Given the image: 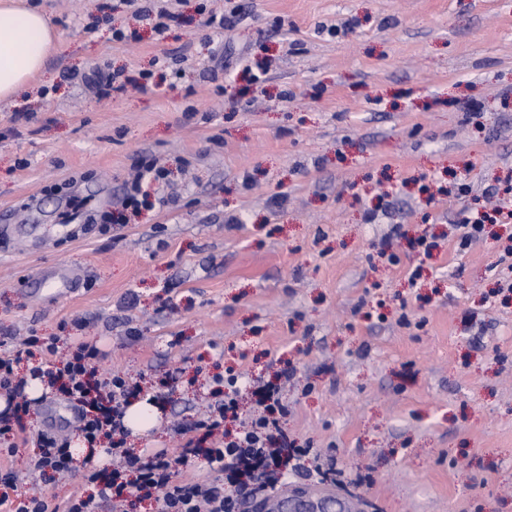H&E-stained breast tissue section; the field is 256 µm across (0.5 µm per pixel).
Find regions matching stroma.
Listing matches in <instances>:
<instances>
[{
  "label": "stroma",
  "mask_w": 512,
  "mask_h": 512,
  "mask_svg": "<svg viewBox=\"0 0 512 512\" xmlns=\"http://www.w3.org/2000/svg\"><path fill=\"white\" fill-rule=\"evenodd\" d=\"M25 3L61 46L0 102V338L73 336L106 351L101 373L165 391L138 450H178L172 423L203 410L188 376L287 373L288 431L337 497L512 512V223L465 248L457 228L489 192L512 201V0H181L162 34L125 0ZM246 57L267 59L260 82ZM95 67L129 88L66 79ZM143 156L178 204L85 223L121 212ZM61 266L83 279L56 297ZM73 416L44 401L26 425L68 438ZM35 446L0 466L65 500Z\"/></svg>",
  "instance_id": "35a3bbf8"
}]
</instances>
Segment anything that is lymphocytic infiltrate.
Instances as JSON below:
<instances>
[{"mask_svg": "<svg viewBox=\"0 0 512 512\" xmlns=\"http://www.w3.org/2000/svg\"><path fill=\"white\" fill-rule=\"evenodd\" d=\"M168 176L156 159H140L133 178L125 181L123 209L138 215L165 204L158 187ZM55 336H30L19 349L0 350V393L5 405L0 408V439L24 435V417L30 401L25 393L29 378L46 380L59 392L62 401L75 411V429L88 448L98 449L106 458L103 466L85 474L88 483L97 485V494L75 491L62 508L52 507L39 493H19L12 473H0V512H98L99 504L111 502L113 508L125 505L139 492L153 494L159 512H240L241 501L254 493L255 484L275 486L299 472L309 456L306 448L296 447L281 423L288 413L280 387L268 382L254 394L257 408L248 417L239 415L240 375L228 372L223 383L228 391L222 400L211 404L203 419L178 425L183 442L178 452L158 448L138 454L127 446L129 431L124 416L131 401L140 393L122 376L102 377L99 363L104 354L99 347L77 343L59 352ZM41 356V365L32 367L29 378L19 377L16 366L23 357ZM39 451L32 469L45 479L71 475L67 442L47 434L38 436ZM203 460L210 470L227 474L237 482V497H228L218 481L193 484L176 482V465L192 459Z\"/></svg>", "mask_w": 512, "mask_h": 512, "instance_id": "1", "label": "lymphocytic infiltrate"}]
</instances>
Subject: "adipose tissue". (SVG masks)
<instances>
[{
    "mask_svg": "<svg viewBox=\"0 0 512 512\" xmlns=\"http://www.w3.org/2000/svg\"><path fill=\"white\" fill-rule=\"evenodd\" d=\"M56 49L53 26L42 12L0 0V101L19 94Z\"/></svg>",
    "mask_w": 512,
    "mask_h": 512,
    "instance_id": "1",
    "label": "adipose tissue"
}]
</instances>
